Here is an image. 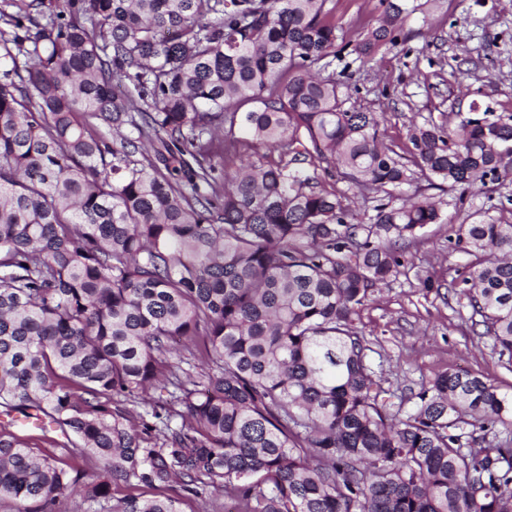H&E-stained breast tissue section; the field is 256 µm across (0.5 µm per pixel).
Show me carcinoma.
Segmentation results:
<instances>
[{"instance_id": "1", "label": "carcinoma", "mask_w": 512, "mask_h": 512, "mask_svg": "<svg viewBox=\"0 0 512 512\" xmlns=\"http://www.w3.org/2000/svg\"><path fill=\"white\" fill-rule=\"evenodd\" d=\"M42 5L10 0L0 31V415L34 411L95 467L0 423V502L53 512L79 486L102 508L122 485L112 512H181L141 487L222 489L235 512H512V448L488 440L512 430V394L449 369L396 409L357 326L444 223L421 182L512 176V114L473 105L388 144L384 113L322 75L345 53L370 66L426 3L381 0L355 39L336 0ZM323 163L380 199L369 222L320 187ZM452 228L468 262L449 286L512 372V223ZM11 430L15 432L18 436L26 438L31 447L40 448L41 450H44L47 453L53 455L59 466H63L67 469L89 468V466H87L80 459H77L73 455H71L70 451L67 448H54L51 447L46 442H44V440L42 439L41 432L39 430H36L34 428H11Z\"/></svg>"}]
</instances>
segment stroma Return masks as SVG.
<instances>
[{
  "label": "stroma",
  "instance_id": "35a3bbf8",
  "mask_svg": "<svg viewBox=\"0 0 512 512\" xmlns=\"http://www.w3.org/2000/svg\"><path fill=\"white\" fill-rule=\"evenodd\" d=\"M403 33L377 50L373 68L330 67L349 84L351 105L384 113L386 141L403 143L411 124L441 122L473 103L512 113V0H435L426 15L406 19ZM430 193L444 203V223L411 245L404 274L375 288L359 321L376 377L406 409L423 381L451 368L512 392V372L489 338L473 334L470 309L448 290L449 268L466 261L448 242L453 225L480 210L512 223V178L463 198L444 186Z\"/></svg>",
  "mask_w": 512,
  "mask_h": 512
}]
</instances>
